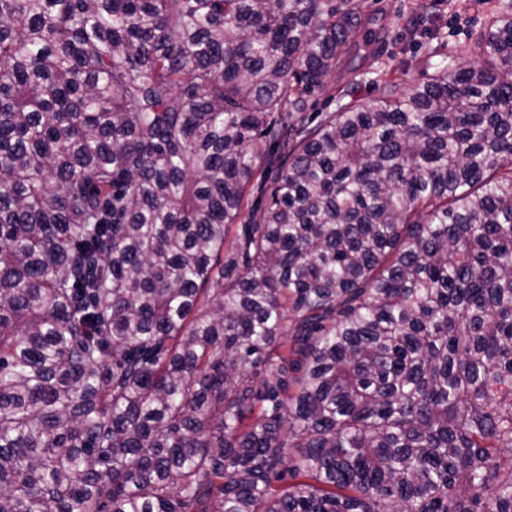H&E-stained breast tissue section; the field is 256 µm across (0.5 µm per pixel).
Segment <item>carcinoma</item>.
<instances>
[{
    "instance_id": "1",
    "label": "carcinoma",
    "mask_w": 512,
    "mask_h": 512,
    "mask_svg": "<svg viewBox=\"0 0 512 512\" xmlns=\"http://www.w3.org/2000/svg\"><path fill=\"white\" fill-rule=\"evenodd\" d=\"M363 8L0 0V512H512V16ZM364 13L372 14L378 24L397 13L404 14L402 23L408 17L424 21L427 26L440 29L447 45L445 52L456 57V63H462L465 57L457 56L453 50H459L478 32H484L489 17L505 8L512 14V0H421L424 8L416 5L419 0H364ZM400 30L396 28L375 57L364 64L362 70L369 69L375 73L361 78L353 98L377 95V84L385 80H402L406 87H414L433 74L435 69L432 64L437 58H432L434 55L432 50L436 42H414L407 45L404 53H401L405 43V33ZM398 32L403 33V36L398 35Z\"/></svg>"
}]
</instances>
